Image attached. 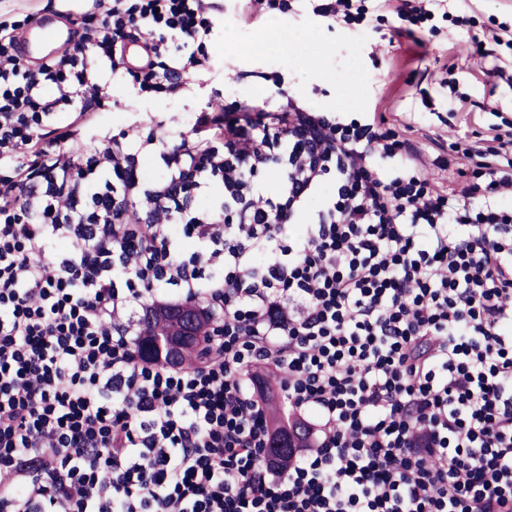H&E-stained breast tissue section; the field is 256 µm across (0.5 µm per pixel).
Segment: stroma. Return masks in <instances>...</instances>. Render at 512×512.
<instances>
[{"mask_svg": "<svg viewBox=\"0 0 512 512\" xmlns=\"http://www.w3.org/2000/svg\"><path fill=\"white\" fill-rule=\"evenodd\" d=\"M279 2L288 29L314 30L321 80H307L298 70L297 47L251 52L270 18L266 0L254 4L256 18L246 24L236 19L237 0H222L224 18L204 51L207 68L190 76L189 92H140L131 76L118 72L102 126L134 138L147 135L159 118L186 124L209 105L232 111L243 98L261 101L289 89L318 111L340 112L422 143L425 177L455 189L479 174L472 155L477 142L494 134L512 140V84L485 76L471 47L472 39H486L491 28L512 19V0H447L450 15L472 20L465 34L439 15L421 24L376 8L361 24L339 27L315 15L311 0ZM439 155L462 162L461 171L438 168Z\"/></svg>", "mask_w": 512, "mask_h": 512, "instance_id": "1", "label": "stroma"}]
</instances>
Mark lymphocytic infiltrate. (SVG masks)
Wrapping results in <instances>:
<instances>
[{
    "label": "lymphocytic infiltrate",
    "mask_w": 512,
    "mask_h": 512,
    "mask_svg": "<svg viewBox=\"0 0 512 512\" xmlns=\"http://www.w3.org/2000/svg\"><path fill=\"white\" fill-rule=\"evenodd\" d=\"M90 11L97 26L38 63L0 20V512H512L500 138L458 192L431 189L418 144L282 89L132 143L94 128L123 48L142 45L139 90L182 93L206 59L169 45H204L222 10ZM504 49L512 23L473 53L512 83ZM186 302L207 322L200 354L144 356L148 309ZM259 364L315 421L286 464Z\"/></svg>",
    "instance_id": "1"
}]
</instances>
